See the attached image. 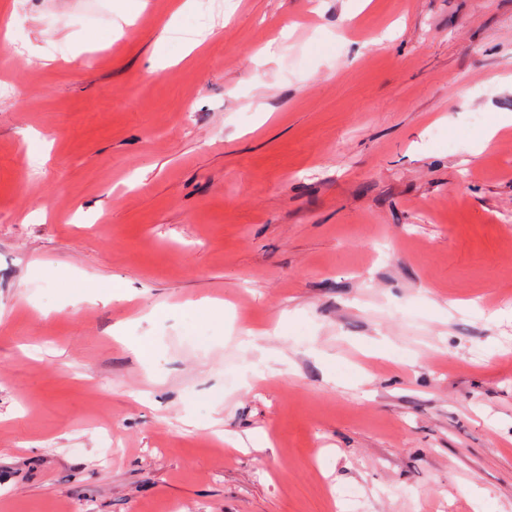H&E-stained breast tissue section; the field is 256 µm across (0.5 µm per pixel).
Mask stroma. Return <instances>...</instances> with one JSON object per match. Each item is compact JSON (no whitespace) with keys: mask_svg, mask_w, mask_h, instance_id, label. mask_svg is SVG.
Listing matches in <instances>:
<instances>
[{"mask_svg":"<svg viewBox=\"0 0 512 512\" xmlns=\"http://www.w3.org/2000/svg\"><path fill=\"white\" fill-rule=\"evenodd\" d=\"M122 4L0 0V512H512V0Z\"/></svg>","mask_w":512,"mask_h":512,"instance_id":"1","label":"stroma"}]
</instances>
